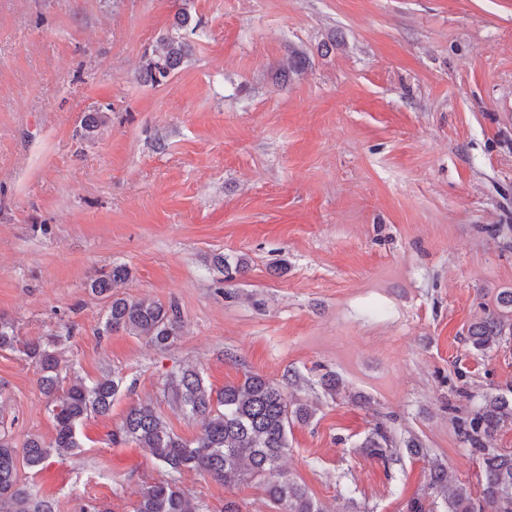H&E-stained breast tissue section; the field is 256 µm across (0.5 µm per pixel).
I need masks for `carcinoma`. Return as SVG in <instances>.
I'll use <instances>...</instances> for the list:
<instances>
[{"label": "carcinoma", "mask_w": 512, "mask_h": 512, "mask_svg": "<svg viewBox=\"0 0 512 512\" xmlns=\"http://www.w3.org/2000/svg\"><path fill=\"white\" fill-rule=\"evenodd\" d=\"M190 44L184 37L165 35L146 60V78L160 84L188 55ZM216 269L224 281H232L246 271L240 258L229 263L215 257ZM130 271L124 265L101 270L90 278L88 288L97 297L110 299L103 332L124 330L143 336L160 350L169 348L180 335L181 317L175 306L156 301L121 297L115 288L125 283ZM507 314L492 312L468 330L471 347L485 353L500 346ZM60 336L22 340L10 320L0 316V350H17L38 365V384L47 397L55 435L49 443L28 437L23 459L31 468L40 467L64 450L80 447L79 426L93 414L107 415L118 394L122 379L106 375L91 383L74 380L62 387ZM169 389L174 402L189 415L200 419L201 433L187 441L169 430L148 404H133L127 410L113 439L132 440L150 450L169 479L147 486L133 512H203L202 506L178 484L187 469L201 470L224 484L258 478L277 512H325L306 487L279 471V461L288 448V429L296 421L309 420L313 412L306 404L288 406L282 388L258 374L215 393L195 368L181 369L171 377ZM512 422V389L509 393L486 396L474 413L456 420L458 431L470 451L483 464L477 485L459 480L447 465L435 461L429 470L430 486L445 494V512H512V452L489 446L494 434ZM392 441L384 425L375 426L359 443L362 453L387 460ZM0 512H55L53 502L19 484L17 448L0 434Z\"/></svg>", "instance_id": "obj_1"}]
</instances>
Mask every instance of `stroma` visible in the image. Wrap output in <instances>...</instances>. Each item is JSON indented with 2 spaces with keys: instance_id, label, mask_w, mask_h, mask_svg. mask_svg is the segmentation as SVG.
<instances>
[{
  "instance_id": "35a3bbf8",
  "label": "stroma",
  "mask_w": 512,
  "mask_h": 512,
  "mask_svg": "<svg viewBox=\"0 0 512 512\" xmlns=\"http://www.w3.org/2000/svg\"><path fill=\"white\" fill-rule=\"evenodd\" d=\"M184 8L190 55L146 82ZM94 112L107 121L84 134ZM218 253L246 273L224 282ZM115 265L121 294L177 306L170 350L102 335L88 282ZM509 290L512 0H0V316L24 340L64 336L85 380L125 384L79 448L19 464L56 512H132L166 480L112 434L141 401L195 439L167 395L186 366L216 391L256 373L312 407L281 468L326 512H407L431 499L435 458L477 482L455 420L512 388V334L483 354L466 337ZM38 378L0 350V431L18 444L55 434ZM379 422L385 462L358 448ZM180 485L203 512H274L256 479Z\"/></svg>"
}]
</instances>
